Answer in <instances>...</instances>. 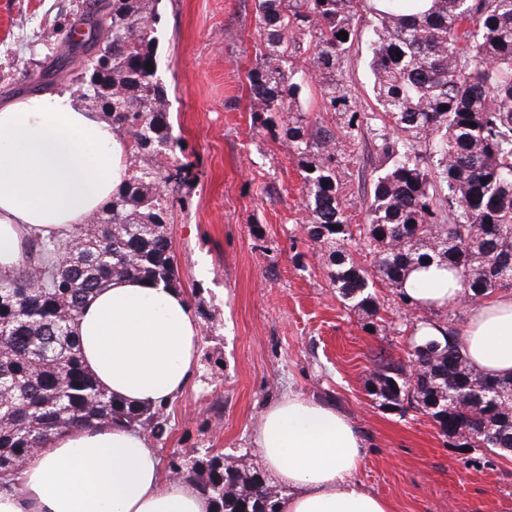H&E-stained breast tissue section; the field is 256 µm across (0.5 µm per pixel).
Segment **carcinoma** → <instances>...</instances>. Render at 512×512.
<instances>
[{
	"label": "carcinoma",
	"mask_w": 512,
	"mask_h": 512,
	"mask_svg": "<svg viewBox=\"0 0 512 512\" xmlns=\"http://www.w3.org/2000/svg\"><path fill=\"white\" fill-rule=\"evenodd\" d=\"M160 0H91V28H112V45L93 36L62 40L77 61L84 99L129 140V178L63 243L31 239L27 264L0 279V491L19 489L22 462L70 427L122 424L159 441L167 406H132L104 391L84 365L76 321L114 278L181 290L169 233L167 186L188 178L175 164L181 142L169 132L168 93L158 77ZM371 21L370 72L376 112L353 110L336 75ZM263 42L248 81L253 119L296 158L308 238L320 248L338 296L372 316L376 281L400 304L414 271L454 273L462 294L487 299L512 280V0H259ZM310 36L312 72L325 109L349 114L342 136L298 108L307 73L293 66L288 33ZM345 31L348 38L339 37ZM152 64V70L146 64ZM369 136L378 159L365 223L350 224L337 169ZM372 256L359 264L357 251ZM418 336L439 349L409 362L377 361L368 394L379 406L414 411L438 424L448 446L463 430L492 454L512 448V377L491 378L463 354L460 329L425 321ZM167 470L194 482L211 512H282L288 490L245 461L197 448L172 453Z\"/></svg>",
	"instance_id": "obj_1"
}]
</instances>
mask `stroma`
I'll return each instance as SVG.
<instances>
[{
    "label": "stroma",
    "instance_id": "1",
    "mask_svg": "<svg viewBox=\"0 0 512 512\" xmlns=\"http://www.w3.org/2000/svg\"><path fill=\"white\" fill-rule=\"evenodd\" d=\"M86 0H0V101L66 94V60L45 37L79 23ZM258 0H162L158 74L169 98L171 133L191 179L170 195V235L182 291L203 309L198 367L167 408L171 432L160 457L216 448L227 463L266 467L253 446L265 407L301 394L346 414L365 453L356 474L396 512H500L512 501V452L466 462L428 416L378 407L367 393L379 357H399L430 310L401 307L388 288L377 329L336 295L318 247L303 230L296 159L251 116L247 73L262 36ZM368 38L344 62L341 88L372 110ZM374 150L359 138L341 180L351 223L364 221Z\"/></svg>",
    "mask_w": 512,
    "mask_h": 512
}]
</instances>
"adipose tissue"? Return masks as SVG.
I'll use <instances>...</instances> for the list:
<instances>
[{
    "label": "adipose tissue",
    "instance_id": "ef3b65f1",
    "mask_svg": "<svg viewBox=\"0 0 512 512\" xmlns=\"http://www.w3.org/2000/svg\"><path fill=\"white\" fill-rule=\"evenodd\" d=\"M125 141L110 121L69 95L0 103V274L25 260L32 237L66 238L127 179ZM421 306L461 301L451 272L412 274ZM75 332L101 388L137 405L172 403L197 368L201 329L186 297L160 284L113 279L83 309ZM472 366L512 374V291L475 303L463 329ZM253 442L280 485L283 512H395L355 473L364 441L336 409L300 395L268 406ZM195 483L163 471L148 435L100 424L56 435L30 456L19 492L0 491V512H210Z\"/></svg>",
    "mask_w": 512,
    "mask_h": 512
}]
</instances>
